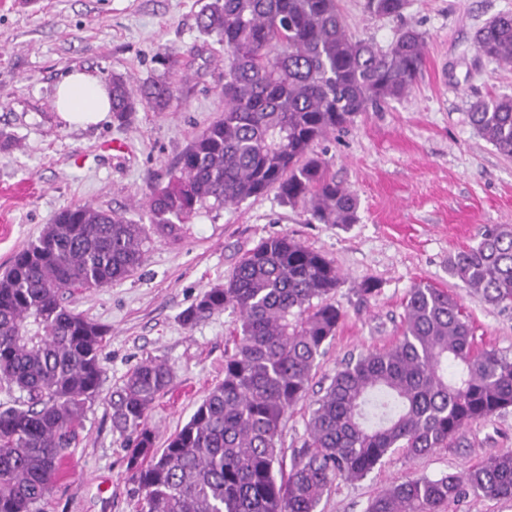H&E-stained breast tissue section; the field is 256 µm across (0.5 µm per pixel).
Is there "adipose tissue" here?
Masks as SVG:
<instances>
[{"instance_id":"1","label":"adipose tissue","mask_w":512,"mask_h":512,"mask_svg":"<svg viewBox=\"0 0 512 512\" xmlns=\"http://www.w3.org/2000/svg\"><path fill=\"white\" fill-rule=\"evenodd\" d=\"M54 106L67 125L96 124L103 121L111 110V92L99 78L74 72L59 83Z\"/></svg>"}]
</instances>
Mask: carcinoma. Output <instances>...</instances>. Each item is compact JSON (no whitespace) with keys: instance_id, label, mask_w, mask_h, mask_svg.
Here are the masks:
<instances>
[{"instance_id":"cac0c4a2","label":"carcinoma","mask_w":512,"mask_h":512,"mask_svg":"<svg viewBox=\"0 0 512 512\" xmlns=\"http://www.w3.org/2000/svg\"><path fill=\"white\" fill-rule=\"evenodd\" d=\"M406 0H366L397 17ZM224 46V110L150 187L149 224L91 205L62 210L0 274V382L23 398L0 408V512H39L65 451L100 394L108 329L64 302L105 288L140 265L150 232L177 236L189 216L274 190L319 224H353L358 198L328 175L315 146L382 102L408 95L421 73L420 32L385 48L345 29L338 0H211L198 17ZM478 50L512 65V15L476 34ZM162 110L176 87L157 77L135 90L112 76V112L125 123L137 94ZM472 126L512 157V98L470 103ZM448 273L485 302L512 306V224H487L448 257ZM332 260L284 234L260 240L224 285L181 314L184 325L238 313L224 380L157 446L148 413L169 366L146 359L112 390V431L129 447L137 512H317L333 481L366 477L394 448L423 455L472 421L512 407V358L478 350L460 300L429 284L410 290L402 336L345 361L307 422L308 447L282 475L283 421L309 388L316 361L344 316L331 302ZM453 371H448V368ZM466 492L512 498V450L463 474L394 482L367 512H443Z\"/></svg>"}]
</instances>
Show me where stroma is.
<instances>
[{
	"instance_id": "obj_1",
	"label": "stroma",
	"mask_w": 512,
	"mask_h": 512,
	"mask_svg": "<svg viewBox=\"0 0 512 512\" xmlns=\"http://www.w3.org/2000/svg\"><path fill=\"white\" fill-rule=\"evenodd\" d=\"M209 0H0V272L62 209L89 204L144 224L149 185L166 184L182 151L224 108V48L204 36L197 16ZM349 34L387 46L411 27L426 40L425 63L410 94L358 115L317 151L329 173L359 199L356 223L309 224L275 192L192 216L178 238L153 235L137 270L84 292L78 311L109 330L101 353L100 396L85 414L40 512H135L126 442L112 431L109 397L147 358L172 379L149 412L159 440L176 433L224 378V349L237 318L214 313L187 327L181 312L223 285L260 239L289 235L332 259L345 312L304 401L282 427L281 456L303 453L315 401L341 364L390 347L402 332L411 288L427 283L458 296L478 348L512 357V307L486 303L448 273V258L475 244L480 225L512 224V158L473 128L470 101L512 98V68L482 55L475 35L512 0H406L401 16L371 14L365 0H339ZM178 60L159 64L161 48ZM82 71L133 85L163 75L178 91L165 111L139 105L127 124L106 118L67 126L53 106L57 85ZM376 288L365 296V282ZM512 448V408L474 421L447 446L411 456L398 448L363 480L336 479L318 512H366L392 481L462 472Z\"/></svg>"
}]
</instances>
